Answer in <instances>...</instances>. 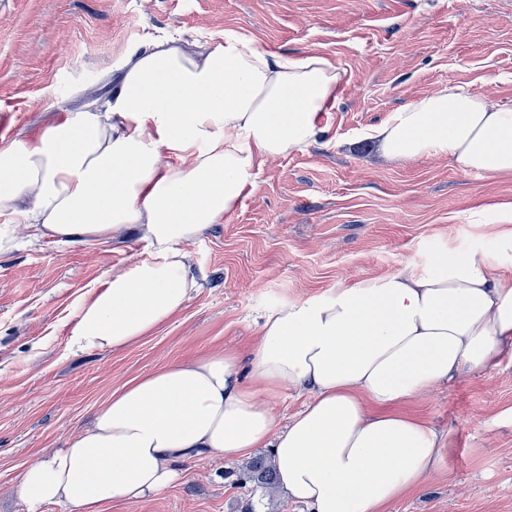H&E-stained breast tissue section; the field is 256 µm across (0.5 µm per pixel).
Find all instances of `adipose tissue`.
<instances>
[{"mask_svg":"<svg viewBox=\"0 0 512 512\" xmlns=\"http://www.w3.org/2000/svg\"><path fill=\"white\" fill-rule=\"evenodd\" d=\"M339 83L326 56L276 55L235 32L193 53L156 41L127 59L104 108L0 148V252L22 224L63 244L132 229L152 250L81 300L69 350L120 348L176 315L196 286L186 244L255 188L266 159L326 133ZM366 137L394 160L449 156L467 171L512 174V107L478 93L412 101ZM508 354L512 276L496 260L408 264L281 307L248 358L179 361L125 384L69 447L26 468L18 490L27 512H102L169 486L177 462L268 448L289 498L312 512H383L447 442L403 405ZM287 389L311 398L280 428L267 401Z\"/></svg>","mask_w":512,"mask_h":512,"instance_id":"obj_1","label":"adipose tissue"}]
</instances>
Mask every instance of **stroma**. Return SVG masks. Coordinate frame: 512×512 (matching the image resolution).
<instances>
[{
  "mask_svg": "<svg viewBox=\"0 0 512 512\" xmlns=\"http://www.w3.org/2000/svg\"><path fill=\"white\" fill-rule=\"evenodd\" d=\"M227 31L288 57L339 69L329 133L269 159L246 197L189 244L199 282L149 336L74 353L76 308L106 276L151 250L136 237L60 244L19 230L0 253V512H26L22 471L69 447L111 393L170 363L247 356L281 306L389 275L436 256H497L512 274L506 224L512 177L459 169L447 156L386 159L364 130L448 86L512 107V0H0V147L54 120V107L102 104L127 56L177 34ZM453 452L385 512H512V358L411 403ZM246 458L207 455L136 504L105 512H309L282 489L237 484Z\"/></svg>",
  "mask_w": 512,
  "mask_h": 512,
  "instance_id": "35a3bbf8",
  "label": "stroma"
}]
</instances>
